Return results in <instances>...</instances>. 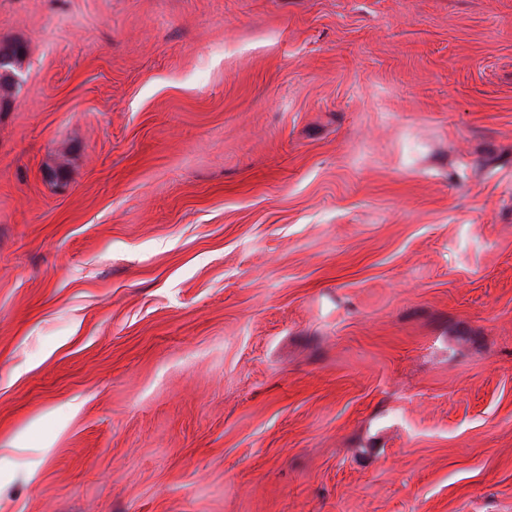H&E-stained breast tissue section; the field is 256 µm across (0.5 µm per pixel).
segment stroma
<instances>
[{
  "label": "stroma",
  "instance_id": "1",
  "mask_svg": "<svg viewBox=\"0 0 512 512\" xmlns=\"http://www.w3.org/2000/svg\"><path fill=\"white\" fill-rule=\"evenodd\" d=\"M0 512H512V0H0ZM5 48H9L10 54L7 55V60L1 62L0 60V91H7L8 88L12 85L13 75L15 72V64L18 60L23 56L24 48L21 44H11L6 46Z\"/></svg>",
  "mask_w": 512,
  "mask_h": 512
}]
</instances>
